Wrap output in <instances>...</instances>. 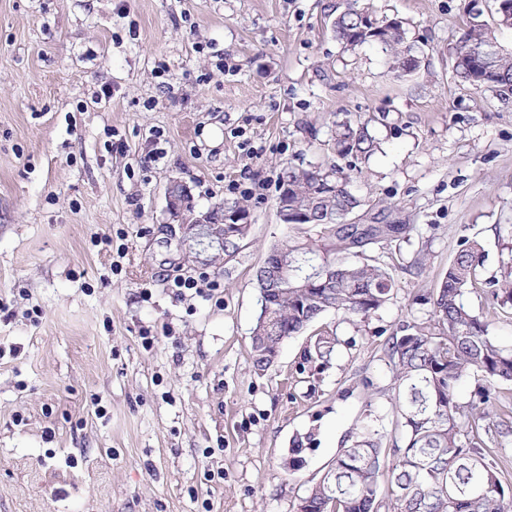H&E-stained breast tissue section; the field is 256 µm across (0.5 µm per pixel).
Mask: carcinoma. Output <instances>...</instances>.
<instances>
[{"instance_id":"obj_1","label":"carcinoma","mask_w":512,"mask_h":512,"mask_svg":"<svg viewBox=\"0 0 512 512\" xmlns=\"http://www.w3.org/2000/svg\"><path fill=\"white\" fill-rule=\"evenodd\" d=\"M357 0L336 16L332 31L346 51L376 45L398 78L411 75V58L420 56L404 26L383 33L360 28ZM497 41L484 24H473L455 49L454 74L475 89H512V50L505 49L492 67L484 69L475 50ZM371 120L343 119L331 135V149L339 159L368 160L377 149ZM352 164L323 167L288 165L278 176L277 192L288 189V205L310 214L321 224L332 253H349L385 241L403 224H325L327 215H348L364 200L350 188ZM271 251L295 259L300 268L312 266L314 250L274 246ZM480 246L458 251L436 292L433 309L419 322L401 324L400 335L388 348L395 382V412L404 446L382 447V435L362 426L353 444L336 456L322 481L302 501L309 512H512V488L501 480L498 454L490 449L493 434L512 429V408L496 402L492 388L512 383V350L488 335V324L464 303L468 287L477 283ZM394 279L382 267L334 262L311 285L290 277L271 318L279 323L272 336L251 339L254 367L261 371L269 355L322 315L334 312L355 324L367 320L390 296ZM473 378L481 389L467 404L458 400L462 381ZM390 495L381 496L383 480Z\"/></svg>"}]
</instances>
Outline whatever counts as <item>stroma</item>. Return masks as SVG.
I'll use <instances>...</instances> for the list:
<instances>
[{
    "label": "stroma",
    "instance_id": "35a3bbf8",
    "mask_svg": "<svg viewBox=\"0 0 512 512\" xmlns=\"http://www.w3.org/2000/svg\"><path fill=\"white\" fill-rule=\"evenodd\" d=\"M347 3L0 0V512H295L361 425L402 443L388 344L473 242L465 302L512 347L489 288L512 271V98L453 75L470 0H360L422 47L401 79L378 48L338 44ZM347 116L374 117L380 143L350 221L403 230L346 259L395 286L257 370L255 271L272 245L321 238L280 223L278 175L329 165ZM174 181L195 214L245 207L233 259L182 230ZM327 333L338 354L305 359Z\"/></svg>",
    "mask_w": 512,
    "mask_h": 512
}]
</instances>
